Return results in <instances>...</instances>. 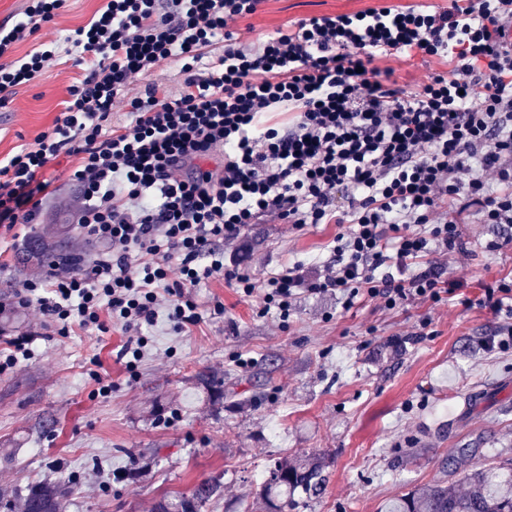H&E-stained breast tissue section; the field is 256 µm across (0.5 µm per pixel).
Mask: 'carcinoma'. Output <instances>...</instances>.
<instances>
[{"mask_svg":"<svg viewBox=\"0 0 512 512\" xmlns=\"http://www.w3.org/2000/svg\"><path fill=\"white\" fill-rule=\"evenodd\" d=\"M41 248L29 252L24 247L19 260L43 262L53 268L66 265L77 268L81 257L70 252L61 236L48 241L39 236L30 239ZM199 381L215 402L224 398V381L202 373ZM327 463L321 458H294L275 462L265 473L261 496L267 512H296V495H317L325 481ZM470 488L461 492L453 485L435 484L398 495L382 506V512H512V464L479 467L466 476ZM220 483L204 480L185 493L159 500L156 512H199L220 491ZM73 493L66 483L35 482L15 495L0 494V512H61L63 500Z\"/></svg>","mask_w":512,"mask_h":512,"instance_id":"obj_1","label":"carcinoma"}]
</instances>
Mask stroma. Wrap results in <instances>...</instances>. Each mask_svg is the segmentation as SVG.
Segmentation results:
<instances>
[{
  "label": "stroma",
  "mask_w": 512,
  "mask_h": 512,
  "mask_svg": "<svg viewBox=\"0 0 512 512\" xmlns=\"http://www.w3.org/2000/svg\"><path fill=\"white\" fill-rule=\"evenodd\" d=\"M410 0H265L236 30L252 43L311 15L356 13ZM105 0H66L53 20L16 47L24 56L62 42L88 23ZM83 75L71 56L0 103V160L28 147L59 115ZM62 156L47 171L56 190L40 223L0 235V303L46 269L19 265L25 239L56 238L58 209L82 204ZM463 247L429 259L456 296L413 300L393 310L367 298L343 310L333 295L303 296L288 319L263 313L227 281L190 289L202 318L182 330L160 327L135 371L120 350L129 337L42 329L38 308L0 321V342L32 337L31 356L0 373V492L62 481L73 495L62 512H154L166 495L219 480L220 496L201 512H263L257 499L265 470L283 457L315 455L328 463L319 496L298 512H380L386 499L437 482L466 490L470 465L512 463V349L485 341L504 323L482 306L486 289L512 280V243L497 224L459 217ZM338 226L298 229L265 218L224 245L226 266L262 279L284 266L334 258ZM223 313L212 314L214 303ZM248 358L239 368L237 357ZM111 381L96 395L92 371ZM224 380L223 402L202 400L197 376ZM469 465L450 471L458 449Z\"/></svg>",
  "instance_id": "1"
}]
</instances>
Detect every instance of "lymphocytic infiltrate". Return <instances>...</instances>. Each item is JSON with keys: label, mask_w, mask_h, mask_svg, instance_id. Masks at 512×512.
<instances>
[{"label": "lymphocytic infiltrate", "mask_w": 512, "mask_h": 512, "mask_svg": "<svg viewBox=\"0 0 512 512\" xmlns=\"http://www.w3.org/2000/svg\"><path fill=\"white\" fill-rule=\"evenodd\" d=\"M264 0H106L67 36L87 68L31 147L0 161V226L37 223L51 196L45 169L74 158L82 237L108 244L88 265L26 280L19 308L38 306L57 335L135 330L121 350L135 369L160 323L197 324L184 291L225 277L242 297L287 318L302 295L335 293L394 309L442 301L455 283L420 261L463 244L457 215L512 225V0H426L303 18L255 44L234 25ZM64 0H26L0 27V93L33 80L57 43L16 46ZM415 52L442 69L413 84L378 80L377 57ZM176 61L177 91L135 76ZM223 151L222 168L206 163ZM265 217L338 224L327 273L292 266L262 281L225 270L218 243Z\"/></svg>", "instance_id": "f902f5d3"}]
</instances>
